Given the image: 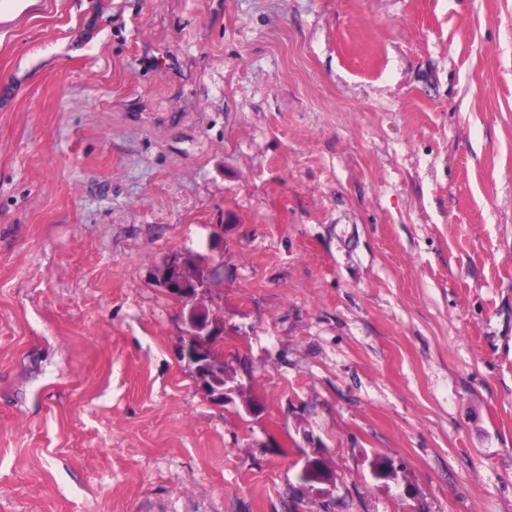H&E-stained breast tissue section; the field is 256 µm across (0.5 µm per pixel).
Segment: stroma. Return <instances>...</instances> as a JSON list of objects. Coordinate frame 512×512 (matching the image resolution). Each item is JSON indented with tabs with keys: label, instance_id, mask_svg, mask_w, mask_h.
<instances>
[{
	"label": "stroma",
	"instance_id": "stroma-1",
	"mask_svg": "<svg viewBox=\"0 0 512 512\" xmlns=\"http://www.w3.org/2000/svg\"><path fill=\"white\" fill-rule=\"evenodd\" d=\"M0 512H512V0H0ZM185 256L175 255L172 261L167 266V275L164 278V285L167 289L179 286L182 292L183 299L188 306L187 316L185 319L186 326L191 329H195V324H197L202 318V312L197 309L194 299L196 294L190 289L187 288L188 283L190 282L193 286L197 284L192 281L187 273H186V261ZM190 318L194 319L195 324H192L189 320ZM191 339L188 343L195 344L203 351V360H212L215 362H222L224 364V356L221 351V345L217 338L208 336L204 327H201L198 331L189 330Z\"/></svg>",
	"mask_w": 512,
	"mask_h": 512
}]
</instances>
